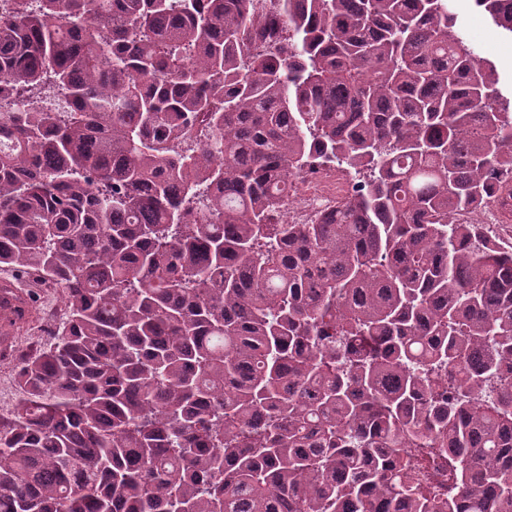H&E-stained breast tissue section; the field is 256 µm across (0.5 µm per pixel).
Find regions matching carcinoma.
Segmentation results:
<instances>
[{"instance_id": "obj_1", "label": "carcinoma", "mask_w": 512, "mask_h": 512, "mask_svg": "<svg viewBox=\"0 0 512 512\" xmlns=\"http://www.w3.org/2000/svg\"><path fill=\"white\" fill-rule=\"evenodd\" d=\"M13 7L0 265L67 316L17 364L0 512H512V246L456 219L512 213V97L457 0H274L255 52L254 0ZM323 159L352 193L289 223ZM425 476L422 477L423 486L433 494L441 498H448V488L452 486L451 472L448 469V459L435 457L424 468Z\"/></svg>"}]
</instances>
